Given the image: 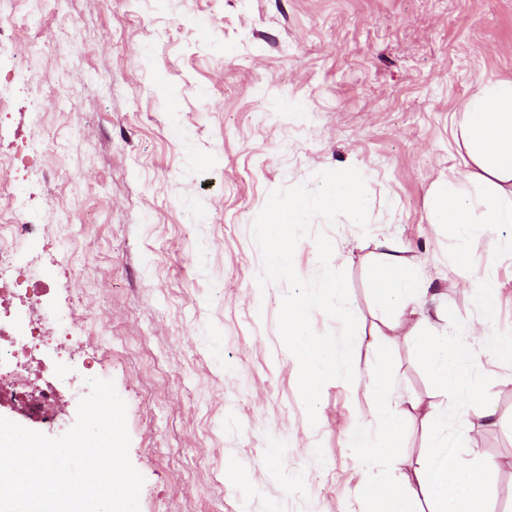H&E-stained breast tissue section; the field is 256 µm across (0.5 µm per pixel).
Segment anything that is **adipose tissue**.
I'll list each match as a JSON object with an SVG mask.
<instances>
[{"label": "adipose tissue", "instance_id": "obj_1", "mask_svg": "<svg viewBox=\"0 0 512 512\" xmlns=\"http://www.w3.org/2000/svg\"><path fill=\"white\" fill-rule=\"evenodd\" d=\"M460 110L461 135L477 170L435 191L429 218L432 223L448 225L462 240L478 224L512 226V85L486 83L461 104ZM375 284L380 301L396 308L397 326L406 327L408 335L416 337L420 355L439 392L453 401L468 391L466 368L474 356L472 342L444 331L422 336L417 326L406 323L405 312L414 292L408 261L394 253H382ZM478 286L483 308L480 341L486 350L512 357V337L495 330L498 290L487 276L479 278ZM365 369L376 398L377 427L372 430L360 425L350 433L348 445L359 449L362 458L370 462L397 446L406 417L392 402L389 367L369 363ZM426 416L432 430L441 437L435 452L414 470L421 493L431 503L429 512H488L487 496L495 463L485 459L474 465L464 464L456 453L460 439L448 432L447 410L434 408ZM358 494L373 504V512H411L404 483L388 471L373 474L359 487Z\"/></svg>", "mask_w": 512, "mask_h": 512}]
</instances>
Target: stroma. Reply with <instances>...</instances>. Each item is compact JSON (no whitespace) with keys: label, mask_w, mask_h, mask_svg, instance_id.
<instances>
[{"label":"stroma","mask_w":512,"mask_h":512,"mask_svg":"<svg viewBox=\"0 0 512 512\" xmlns=\"http://www.w3.org/2000/svg\"><path fill=\"white\" fill-rule=\"evenodd\" d=\"M58 40L78 52L51 53ZM489 81L512 83V0H17L0 17V164L16 168L0 198L43 225L38 286L77 307V340L94 336L127 405L141 512H369L356 490L372 473L406 481L433 451L424 411L447 400L373 272L392 246L417 273L412 321L461 333L479 327L490 276L512 333V226L458 240L429 220L431 194L476 169L458 107ZM349 167L369 224L339 217L331 265L362 362L391 365L407 412L400 447L370 463L347 446L369 418L366 377L327 382L309 423L277 328L288 288L258 286L252 237L271 191ZM48 193L67 223H45ZM469 377L471 406L496 417L467 415L457 454L496 463L491 512H512V360L476 349Z\"/></svg>","instance_id":"stroma-1"}]
</instances>
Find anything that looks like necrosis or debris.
<instances>
[{"label":"necrosis or debris","instance_id":"necrosis-or-debris-1","mask_svg":"<svg viewBox=\"0 0 512 512\" xmlns=\"http://www.w3.org/2000/svg\"><path fill=\"white\" fill-rule=\"evenodd\" d=\"M8 207L10 218L0 224V384L9 385L30 417L61 430L66 421L52 414L50 407L60 392L75 398L89 393L88 381L97 375V357L91 350L81 363L73 361V338L81 321L77 310L63 314L47 307L38 320L24 325L15 321L13 302L21 287L34 281L38 266L36 256H21L18 247L24 239H36L40 227L26 220L17 197H10ZM36 353L51 357L59 365L56 383L40 386L32 382V356Z\"/></svg>","mask_w":512,"mask_h":512}]
</instances>
